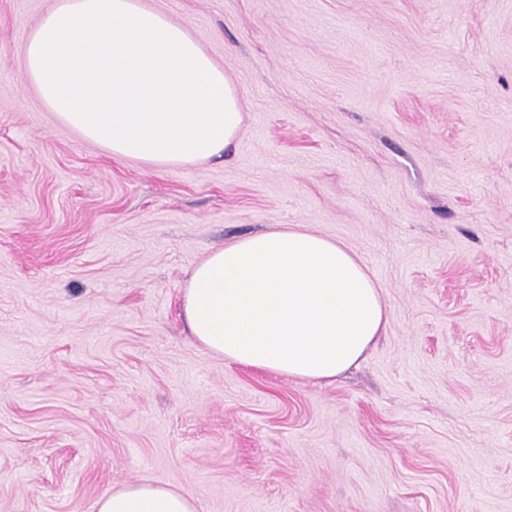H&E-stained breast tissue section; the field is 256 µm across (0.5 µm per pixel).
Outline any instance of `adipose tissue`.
<instances>
[{
    "label": "adipose tissue",
    "instance_id": "obj_1",
    "mask_svg": "<svg viewBox=\"0 0 512 512\" xmlns=\"http://www.w3.org/2000/svg\"><path fill=\"white\" fill-rule=\"evenodd\" d=\"M21 70L46 108L118 160L187 167L222 156L243 113L233 85L185 25L142 0H53ZM190 336L224 359L334 382L388 324L381 289L346 247L305 227L238 239L191 273ZM97 512H194L178 491L136 484Z\"/></svg>",
    "mask_w": 512,
    "mask_h": 512
}]
</instances>
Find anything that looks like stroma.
<instances>
[{
    "mask_svg": "<svg viewBox=\"0 0 512 512\" xmlns=\"http://www.w3.org/2000/svg\"><path fill=\"white\" fill-rule=\"evenodd\" d=\"M223 67L224 156L113 159L20 54L52 0H0V512L134 483L195 512H512V0H144ZM306 226L382 288L332 384L188 336L191 270Z\"/></svg>",
    "mask_w": 512,
    "mask_h": 512,
    "instance_id": "35a3bbf8",
    "label": "stroma"
}]
</instances>
